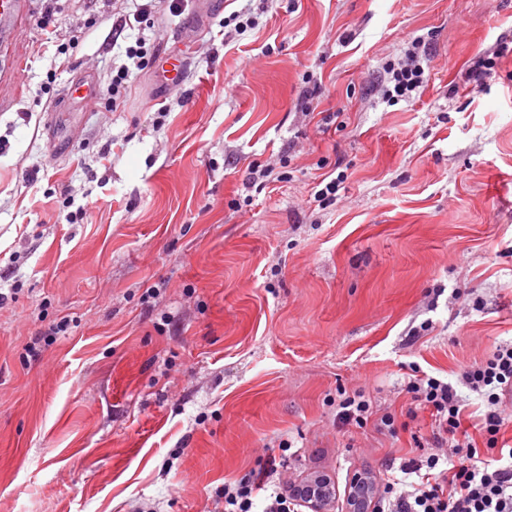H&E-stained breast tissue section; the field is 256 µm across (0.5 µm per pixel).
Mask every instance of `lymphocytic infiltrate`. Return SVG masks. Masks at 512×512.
Masks as SVG:
<instances>
[{"mask_svg": "<svg viewBox=\"0 0 512 512\" xmlns=\"http://www.w3.org/2000/svg\"><path fill=\"white\" fill-rule=\"evenodd\" d=\"M188 3L189 0H144L134 14L113 11L112 37L125 41L126 61L112 69L108 108L124 103L141 72L159 59L157 40L130 37L133 25H153L159 12L180 16ZM405 45L403 59L386 62L377 83L382 99L388 103L412 99L431 80L424 38H407ZM460 379L483 400V408L473 424L480 441L456 443L467 405L451 383L425 372L413 375L407 391L414 401L430 410L437 432L432 447L401 464L402 475L411 478L409 486H402L399 478L376 485V512H512V448L499 444L503 408L512 404V344L497 346L487 359L464 366ZM336 408L340 423L361 427L372 420L378 430H394L393 416H375L372 401L365 394L345 396ZM265 478L261 472L218 489L224 512H254L256 497L265 488Z\"/></svg>", "mask_w": 512, "mask_h": 512, "instance_id": "obj_1", "label": "lymphocytic infiltrate"}]
</instances>
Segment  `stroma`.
Masks as SVG:
<instances>
[{
    "label": "stroma",
    "instance_id": "obj_1",
    "mask_svg": "<svg viewBox=\"0 0 512 512\" xmlns=\"http://www.w3.org/2000/svg\"><path fill=\"white\" fill-rule=\"evenodd\" d=\"M245 8L255 29L224 27ZM55 25L79 35L68 63L26 54L0 112V512H216L285 443V482L399 476L435 429L416 368L479 407L460 370L512 343V0H191L160 46L186 55L188 102L154 67L113 111L111 0H67ZM409 34L431 80L384 102ZM483 52L490 78L463 84ZM310 75L341 123L303 112ZM282 158L288 180L252 194L250 166ZM66 189L85 223H57ZM341 389L394 433L340 425ZM332 174L333 173L323 177L314 187V189H316L314 191V202H318L319 205L333 200L336 201L337 192L340 190L341 185L348 178L346 171H339L335 177L330 178ZM329 178L330 180L325 182ZM69 326V321L66 317H62L55 323V325L51 326L47 332L40 334L39 336H35L32 342L27 346L26 357L30 356L31 358H37L40 355L41 347H43L42 343L45 345H49L53 342L54 336L59 335L61 332H66Z\"/></svg>",
    "mask_w": 512,
    "mask_h": 512
}]
</instances>
